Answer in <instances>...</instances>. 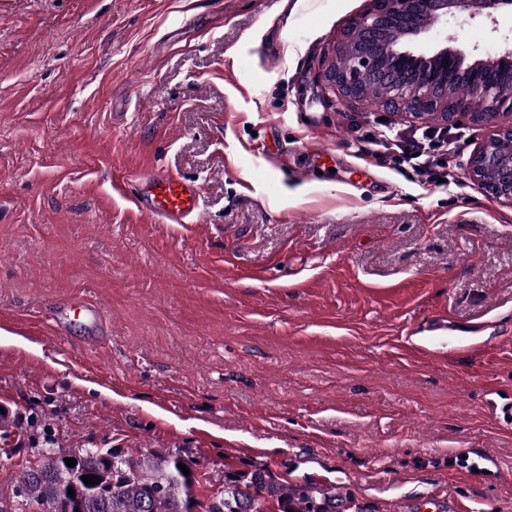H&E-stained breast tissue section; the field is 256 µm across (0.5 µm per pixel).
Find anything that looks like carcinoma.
Instances as JSON below:
<instances>
[{"instance_id":"1","label":"carcinoma","mask_w":512,"mask_h":512,"mask_svg":"<svg viewBox=\"0 0 512 512\" xmlns=\"http://www.w3.org/2000/svg\"><path fill=\"white\" fill-rule=\"evenodd\" d=\"M25 431L10 411L0 412V441L21 442ZM75 459L66 465L64 458ZM192 462L178 453L125 455L115 448L93 454L75 449L64 456L26 466L13 490V505L0 512H336V496L307 484L279 483L257 468L241 480L224 476V487L205 503L195 499L194 480L178 467ZM95 475L86 485L81 476ZM75 496H68V489Z\"/></svg>"}]
</instances>
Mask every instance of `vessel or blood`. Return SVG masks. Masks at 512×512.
I'll return each mask as SVG.
<instances>
[{
    "label": "vessel or blood",
    "instance_id": "obj_1",
    "mask_svg": "<svg viewBox=\"0 0 512 512\" xmlns=\"http://www.w3.org/2000/svg\"><path fill=\"white\" fill-rule=\"evenodd\" d=\"M132 209L139 215L159 217L167 224H195L199 221L200 189L191 182L163 173H147L136 184L119 182Z\"/></svg>",
    "mask_w": 512,
    "mask_h": 512
}]
</instances>
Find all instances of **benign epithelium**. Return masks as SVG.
<instances>
[{"mask_svg":"<svg viewBox=\"0 0 512 512\" xmlns=\"http://www.w3.org/2000/svg\"><path fill=\"white\" fill-rule=\"evenodd\" d=\"M512 0H374L373 9L348 30L336 50V62L326 72L327 85L339 95L361 98V78L369 74L377 85L391 91L397 112L415 118L424 116L426 98L448 107V86L457 82L469 97L459 99L453 112L439 113L444 122L459 114L477 121L493 122L502 107L512 111V90L489 80L495 70L512 69V39L505 40L494 57L467 61L458 49L440 48L429 55L416 53L405 42L464 11L479 14L497 24L496 15ZM512 141V125L500 126L473 156L471 174L493 199L512 206V151L500 145Z\"/></svg>","mask_w":512,"mask_h":512,"instance_id":"1","label":"benign epithelium"}]
</instances>
